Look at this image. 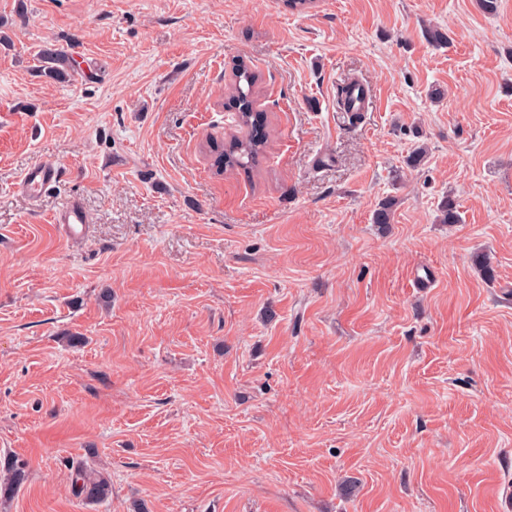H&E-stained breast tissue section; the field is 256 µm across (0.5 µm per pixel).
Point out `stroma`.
Masks as SVG:
<instances>
[{
	"label": "stroma",
	"mask_w": 512,
	"mask_h": 512,
	"mask_svg": "<svg viewBox=\"0 0 512 512\" xmlns=\"http://www.w3.org/2000/svg\"><path fill=\"white\" fill-rule=\"evenodd\" d=\"M0 35V461L28 467L0 512H499L512 0H0ZM240 62L268 144L221 172ZM72 199L80 240L50 221ZM75 458L110 501L73 496ZM37 60L41 65L43 75L55 82H66L72 76L74 70L73 62L70 55L54 45L44 46L37 54ZM59 168L52 162L39 161L23 175L19 188L31 201H37L58 180Z\"/></svg>",
	"instance_id": "stroma-1"
}]
</instances>
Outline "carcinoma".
I'll return each instance as SVG.
<instances>
[{"mask_svg": "<svg viewBox=\"0 0 512 512\" xmlns=\"http://www.w3.org/2000/svg\"><path fill=\"white\" fill-rule=\"evenodd\" d=\"M37 60L43 75L55 82H66L74 70L70 55L55 47L45 46L39 50ZM237 81L230 86L229 100L236 106L239 123L248 128L247 136L233 137L220 149H212L213 163L225 170L249 169L258 166L267 147L268 140L261 130L258 113L253 108L254 88L258 76L243 64H237ZM441 223L458 224L461 222L460 212L452 199L441 204ZM73 471L71 480L72 494L88 503H100L112 497V483L94 464L85 459H74L71 463ZM0 471L6 478L0 481V492L10 494L20 488L27 480L25 466L9 458L4 461Z\"/></svg>", "mask_w": 512, "mask_h": 512, "instance_id": "cac0c4a2", "label": "carcinoma"}]
</instances>
